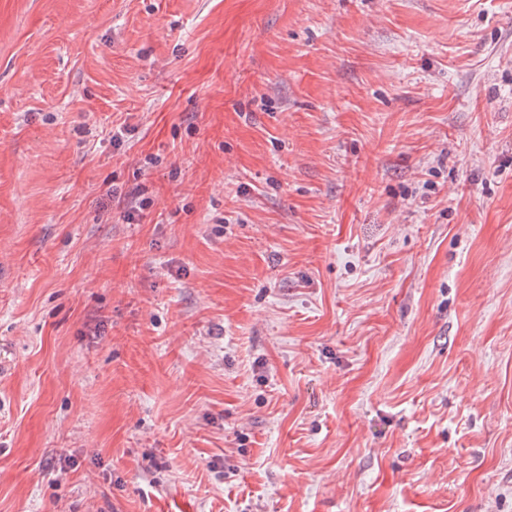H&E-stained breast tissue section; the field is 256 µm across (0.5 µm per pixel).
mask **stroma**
Instances as JSON below:
<instances>
[{
    "label": "stroma",
    "mask_w": 512,
    "mask_h": 512,
    "mask_svg": "<svg viewBox=\"0 0 512 512\" xmlns=\"http://www.w3.org/2000/svg\"><path fill=\"white\" fill-rule=\"evenodd\" d=\"M0 512H512V0H0Z\"/></svg>",
    "instance_id": "35a3bbf8"
}]
</instances>
